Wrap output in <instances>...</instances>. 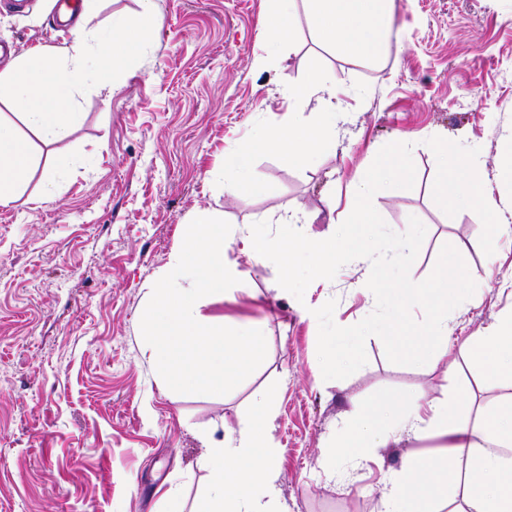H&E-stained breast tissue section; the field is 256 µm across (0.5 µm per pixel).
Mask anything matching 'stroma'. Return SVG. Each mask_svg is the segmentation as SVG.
<instances>
[{
  "label": "stroma",
  "instance_id": "35a3bbf8",
  "mask_svg": "<svg viewBox=\"0 0 512 512\" xmlns=\"http://www.w3.org/2000/svg\"><path fill=\"white\" fill-rule=\"evenodd\" d=\"M156 4V36L123 87L86 89L79 126L42 154L22 197L0 206V512H168V491L192 512L208 483L202 432L236 429L262 394L275 417L282 512H379L386 473L424 445L375 449L351 472L328 466L327 448L355 405L378 410L420 396L457 413L462 387L477 408L501 393L481 371L461 369L459 339L481 335L512 305V238L494 228L497 213L512 210V0H396L397 35L377 64L322 48L302 0L291 42L275 48L264 38L266 0ZM53 5L0 9V43L20 55L70 45L71 33L52 27ZM260 55L274 59L263 71ZM316 56L338 111L334 145L294 164L273 150L253 154L251 188L226 192L228 156L322 109L315 98H288ZM390 142L412 144L415 183L379 191L373 204L396 232L412 216L425 225L411 279L427 278L449 243L476 283L447 317V357L395 365L372 336L364 367L324 380L312 311L336 300L344 327L369 315L370 261L315 280L299 300L272 284L268 262L234 245L238 283L205 312L258 324L266 358L224 396L170 393L140 321L191 215L211 210L245 235L253 223L296 214L307 237L329 238L347 217L341 190ZM443 147L476 165L483 186L468 203L431 191ZM73 154L84 165L64 178L55 203L38 202L44 169Z\"/></svg>",
  "mask_w": 512,
  "mask_h": 512
}]
</instances>
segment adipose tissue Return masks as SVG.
<instances>
[{
  "label": "adipose tissue",
  "instance_id": "1",
  "mask_svg": "<svg viewBox=\"0 0 512 512\" xmlns=\"http://www.w3.org/2000/svg\"><path fill=\"white\" fill-rule=\"evenodd\" d=\"M101 0H80L72 45L15 57L0 69V103L13 117L0 119V205L18 200L35 164L34 144L49 147L77 127L79 97L88 85L115 92L141 47L153 37L156 0H137L135 14L109 30L89 29ZM315 38L352 58L379 60L388 45L393 0H303ZM336 106L327 103L309 125L266 130L255 152L276 151L286 163L328 147L335 134ZM467 364L512 386V306L462 342ZM268 398L254 400L237 430L207 431L208 486L194 512H280ZM431 441L429 450L408 455L391 471L382 496L383 512H512V393L481 407L475 416L450 413L437 400L409 397L380 413L360 412L336 437L329 455L355 465L371 451L401 436ZM482 480H474V473Z\"/></svg>",
  "mask_w": 512,
  "mask_h": 512
}]
</instances>
